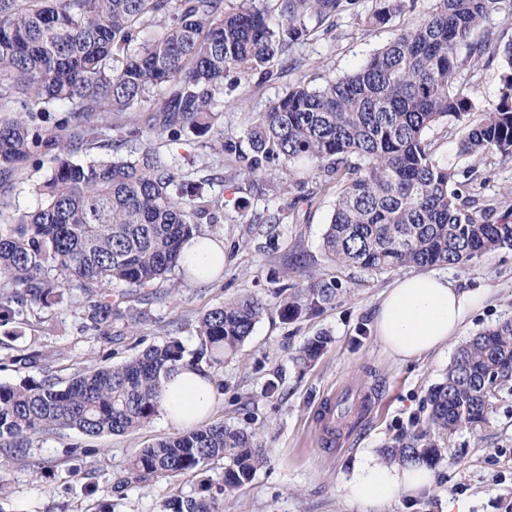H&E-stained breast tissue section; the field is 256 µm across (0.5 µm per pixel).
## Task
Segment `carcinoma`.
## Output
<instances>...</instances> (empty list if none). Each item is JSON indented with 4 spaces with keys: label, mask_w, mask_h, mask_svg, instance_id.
Masks as SVG:
<instances>
[{
    "label": "carcinoma",
    "mask_w": 512,
    "mask_h": 512,
    "mask_svg": "<svg viewBox=\"0 0 512 512\" xmlns=\"http://www.w3.org/2000/svg\"><path fill=\"white\" fill-rule=\"evenodd\" d=\"M239 0H0V327L36 308L73 305L77 287L96 326L126 312L132 295L149 300L156 281L188 272L184 243L199 225L218 222L216 204L183 194L177 170L149 148L133 159L117 153L140 129L112 142L114 156L70 160L88 141L95 121L137 112L151 103L147 127L176 141L191 129L211 134L218 154L234 161V176L277 171L291 182L292 164L307 161L322 184L339 187L322 236L333 263L374 272L435 265L463 266L474 257L512 249V224L496 218L497 202L469 191L474 167L440 166L425 133L451 119L464 129L460 152L473 159H512V42L499 48L490 29L475 37L512 0H435L409 30L394 35L351 73L311 87L300 81L237 136L218 122L216 95L224 80L239 84L254 72L273 76L272 62L308 40L307 20L324 23L340 0H281L280 19ZM404 0H383L370 18L385 24ZM165 26L143 39L150 21ZM501 56L498 103L479 106L458 87L465 64ZM64 109L55 130L39 124ZM55 152V167L36 187L40 206L18 216L1 199L36 149ZM281 222L275 213L249 220V233ZM121 282L127 291L114 294ZM335 289L312 281L281 300L292 317L315 311ZM268 303L240 296L203 313L199 347L173 338L116 366L75 374L64 386L0 384V448H26L45 433L75 430L85 437L133 431L159 412L162 381L184 364L209 373L251 335ZM325 338L307 342L306 365ZM512 381V320L466 341L444 381L428 395L429 426L396 439L390 462L433 458L441 441L462 427L485 423L491 398ZM224 460L222 493L249 483L267 462L257 435L213 424L190 427L141 449L120 485L153 477L175 479ZM161 512H224L210 484L186 495L171 489Z\"/></svg>",
    "instance_id": "carcinoma-1"
}]
</instances>
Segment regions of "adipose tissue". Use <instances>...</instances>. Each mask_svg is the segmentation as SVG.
I'll return each mask as SVG.
<instances>
[{
	"instance_id": "ef3b65f1",
	"label": "adipose tissue",
	"mask_w": 512,
	"mask_h": 512,
	"mask_svg": "<svg viewBox=\"0 0 512 512\" xmlns=\"http://www.w3.org/2000/svg\"><path fill=\"white\" fill-rule=\"evenodd\" d=\"M183 257L194 276L210 280L224 271V243L203 237L188 240ZM480 301L478 293L456 288L447 273L429 271L397 279L384 292L374 317L376 336L398 360L440 349L459 335ZM215 390L209 378L184 367L164 384L160 397L166 422L188 428L209 414ZM435 471L424 461L387 464L366 453L358 457L343 490L346 497L380 505L432 488Z\"/></svg>"
}]
</instances>
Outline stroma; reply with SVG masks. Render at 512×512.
I'll list each match as a JSON object with an SVG mask.
<instances>
[{
	"mask_svg": "<svg viewBox=\"0 0 512 512\" xmlns=\"http://www.w3.org/2000/svg\"><path fill=\"white\" fill-rule=\"evenodd\" d=\"M431 0H407L404 10L387 24L367 19L380 0H352L328 32H317L296 47L298 68L275 61V75L265 80L252 74L240 86L219 94L226 130L242 132L255 113L283 96L289 86L305 81L318 86L326 79L353 71L373 50L400 30L412 27ZM500 60L463 69L461 80L481 103L498 102L502 88ZM146 115L128 112L99 121L82 149L83 155L104 157L118 125L144 126ZM462 132L442 123L426 133L429 148L442 165L458 170L475 166L473 189L497 198V217L512 224V160L491 157L477 164L459 152ZM160 147L176 166L185 191L203 185L219 201L218 221L203 233L223 240L224 272L214 280L180 277L178 285L160 280L150 303H133L134 318L118 317L92 328L83 308L72 306L25 314L16 336L0 338V384L39 381L52 375L67 383L78 371L116 366L150 346L175 337L186 349L199 345L195 325L205 311L243 295L270 302V310L236 356L225 358L214 374L216 401L206 424L221 423L255 432L267 455L251 482L225 496L224 512H448L449 502L463 503L467 512H512V389L502 388L481 428H462L449 435L442 459L434 463L432 489L401 501L365 506L348 501L342 486L356 458L365 451L384 458L395 438L425 425L430 417V390L443 379L458 348L488 328L512 318V249L475 257L463 267H448L457 287L486 295L468 317L460 336L446 347L419 358L396 361L372 330L382 292L407 276L400 268L383 273L343 267L322 250V235L335 204L337 188L322 186L311 164L294 166L304 202L270 174L254 183L232 177L229 160L205 152L193 131L179 141L143 135L125 146V153ZM54 166L51 155H39L22 171L10 196L12 205L33 211L39 204L34 184ZM277 211L283 221L271 247L258 249L249 241L247 222L253 214ZM323 280L336 290L335 299L318 312L297 319L278 308L284 286ZM325 337L320 356L308 365L296 358L306 342ZM39 351L37 363L23 365L20 355ZM340 399L345 413L336 444H322L319 420L326 398ZM177 426L154 416L144 427L122 434L86 438L72 430L45 435L14 454L0 450V512H160L169 495L166 479L137 487H119L130 459L158 439L178 434Z\"/></svg>",
	"mask_w": 512,
	"mask_h": 512,
	"instance_id": "35a3bbf8",
	"label": "stroma"
}]
</instances>
